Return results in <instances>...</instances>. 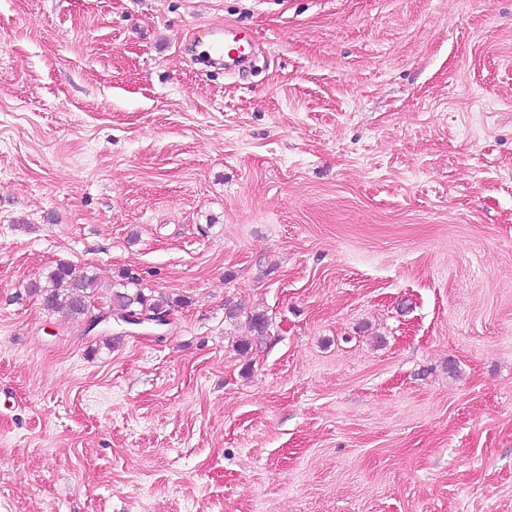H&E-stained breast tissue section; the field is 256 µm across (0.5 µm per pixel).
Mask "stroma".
<instances>
[{
  "label": "stroma",
  "mask_w": 512,
  "mask_h": 512,
  "mask_svg": "<svg viewBox=\"0 0 512 512\" xmlns=\"http://www.w3.org/2000/svg\"><path fill=\"white\" fill-rule=\"evenodd\" d=\"M0 512H512V0H0ZM233 39L229 40L226 37H218L216 38L212 45L211 49L213 52L219 56V58L225 59V68L228 67L229 61H235L240 58L247 51V45L245 43L240 42L241 38H238L236 34H233ZM224 45L226 47V54L224 55ZM234 51L232 54L231 52ZM48 279L51 286L32 284L47 310L79 317L87 314L89 302L98 300L94 293L98 277L79 273L71 265L59 264ZM119 278L122 283L114 284L109 299L105 303H101L100 301L97 302L111 305L112 310H125L127 312L136 311L137 313L150 315H131L126 312H112V310L108 312L102 311L98 314H90L89 326L91 329L98 326L100 323L111 319L112 315L118 320L120 319L125 323L134 325H141L143 323L162 325L167 321V316L155 314L167 315L168 308L171 306L168 298L162 295L157 296V298H154L151 295L150 297L145 295L143 289L139 288V277L132 272H123ZM129 285H133L134 288L129 289Z\"/></svg>",
  "instance_id": "35a3bbf8"
}]
</instances>
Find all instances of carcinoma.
<instances>
[{"instance_id": "1", "label": "carcinoma", "mask_w": 512, "mask_h": 512, "mask_svg": "<svg viewBox=\"0 0 512 512\" xmlns=\"http://www.w3.org/2000/svg\"><path fill=\"white\" fill-rule=\"evenodd\" d=\"M50 285L33 284V292L40 295L43 305L52 312H64L71 316H82L88 312V303L98 300L95 290L98 277L77 272L67 264H60L49 276ZM140 279L133 273L124 272L120 282L113 286L106 304L114 310L136 311L141 314H167L168 298H156L144 294L139 288Z\"/></svg>"}]
</instances>
